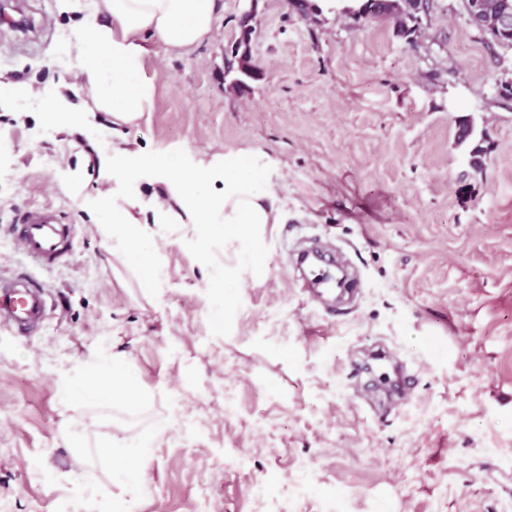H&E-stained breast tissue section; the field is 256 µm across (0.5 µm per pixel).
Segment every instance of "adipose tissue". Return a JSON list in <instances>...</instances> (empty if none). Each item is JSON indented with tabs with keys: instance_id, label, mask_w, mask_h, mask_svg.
I'll list each match as a JSON object with an SVG mask.
<instances>
[{
	"instance_id": "ef3b65f1",
	"label": "adipose tissue",
	"mask_w": 512,
	"mask_h": 512,
	"mask_svg": "<svg viewBox=\"0 0 512 512\" xmlns=\"http://www.w3.org/2000/svg\"><path fill=\"white\" fill-rule=\"evenodd\" d=\"M61 11L77 16L75 42L91 39L97 60L80 59L70 84L83 97L80 111H70L60 90L47 101L49 118L68 132H81L107 116L108 133L121 140L115 153H97L101 180H110L121 167L145 166L156 170L153 223H145L138 199L117 201L98 193L86 203L89 217L107 212L111 223L102 225L105 237L150 234L152 224L183 227L204 225L222 229L225 254L240 244L261 248L267 225L281 221L282 210L272 189L260 188L237 172V158L216 154L191 167L172 168L165 155L143 156L127 141L126 127L149 121L154 110L156 77L146 71L147 40L158 37L166 53L184 55L213 40L219 18L218 0H58Z\"/></svg>"
}]
</instances>
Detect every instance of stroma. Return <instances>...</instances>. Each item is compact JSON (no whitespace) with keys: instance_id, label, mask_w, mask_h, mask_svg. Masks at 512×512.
<instances>
[{"instance_id":"stroma-1","label":"stroma","mask_w":512,"mask_h":512,"mask_svg":"<svg viewBox=\"0 0 512 512\" xmlns=\"http://www.w3.org/2000/svg\"><path fill=\"white\" fill-rule=\"evenodd\" d=\"M215 39L184 57L150 39L155 110L126 137L187 163L260 150L284 221L265 245L225 256L196 229L158 224L122 248L79 196L114 191L153 207L149 169L99 181L88 135L49 121L45 98L77 53L56 0H0V71L41 88L0 109V277L25 273L53 307L28 336L0 329V504L10 512H504L512 506V109L496 81L512 51L489 49L458 0H436L417 45L388 19L361 25L285 0H221ZM253 11V61L240 94L224 62ZM471 116L482 170L458 144ZM54 207L75 229L71 253L44 268L15 247L19 211ZM342 251L361 281L340 314L291 283L289 243ZM382 344L415 378L377 415L351 375ZM123 355L136 408L65 398ZM232 399L233 414L224 401ZM126 446L129 468L104 445ZM241 456V468L216 458Z\"/></svg>"}]
</instances>
